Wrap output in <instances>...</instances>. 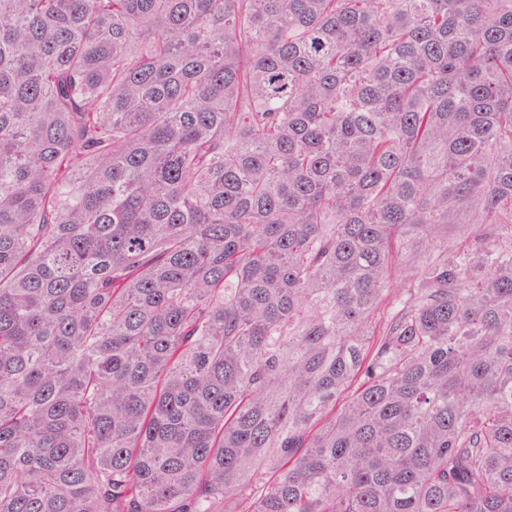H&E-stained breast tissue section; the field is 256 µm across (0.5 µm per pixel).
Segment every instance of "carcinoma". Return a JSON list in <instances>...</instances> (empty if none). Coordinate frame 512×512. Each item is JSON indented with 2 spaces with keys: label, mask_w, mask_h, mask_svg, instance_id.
I'll return each instance as SVG.
<instances>
[{
  "label": "carcinoma",
  "mask_w": 512,
  "mask_h": 512,
  "mask_svg": "<svg viewBox=\"0 0 512 512\" xmlns=\"http://www.w3.org/2000/svg\"><path fill=\"white\" fill-rule=\"evenodd\" d=\"M0 512H512V0H0Z\"/></svg>",
  "instance_id": "cac0c4a2"
}]
</instances>
